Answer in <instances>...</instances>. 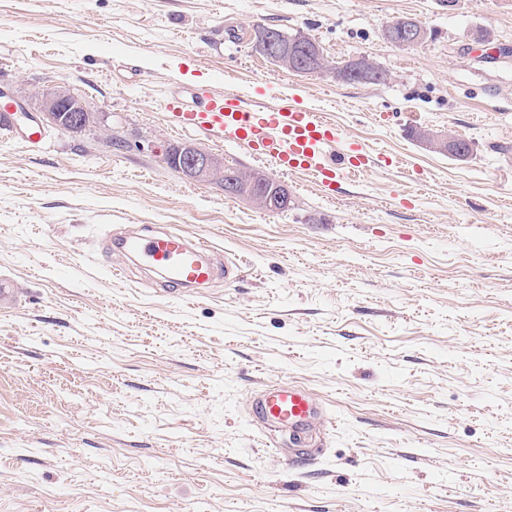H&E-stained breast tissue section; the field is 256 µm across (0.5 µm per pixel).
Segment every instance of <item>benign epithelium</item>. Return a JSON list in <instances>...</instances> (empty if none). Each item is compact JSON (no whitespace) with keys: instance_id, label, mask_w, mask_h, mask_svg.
I'll return each instance as SVG.
<instances>
[{"instance_id":"7a95c632","label":"benign epithelium","mask_w":512,"mask_h":512,"mask_svg":"<svg viewBox=\"0 0 512 512\" xmlns=\"http://www.w3.org/2000/svg\"><path fill=\"white\" fill-rule=\"evenodd\" d=\"M429 36L427 28L417 21L401 26V35L395 44L402 47L417 45ZM253 49L280 67L294 72H307L309 64L320 55V48L308 36L298 33L289 42L284 41L280 32L263 26L256 30ZM86 108L70 88L57 86L42 97L39 108L46 125L67 131H77L85 125L83 112ZM426 145L438 152L448 151L463 158L471 149L470 143L457 138L434 136ZM166 163L181 176L197 181L216 184L224 190L225 196L243 199L257 207H274L288 200L286 189L278 181L252 171H238L224 165L223 157L193 144L173 146L165 151Z\"/></svg>"}]
</instances>
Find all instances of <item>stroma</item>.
<instances>
[{
    "mask_svg": "<svg viewBox=\"0 0 512 512\" xmlns=\"http://www.w3.org/2000/svg\"><path fill=\"white\" fill-rule=\"evenodd\" d=\"M405 16L430 38L384 40ZM258 24L389 77L287 71ZM228 71L393 166L325 191L171 126V91ZM62 84L94 123L39 148L0 130V512H512V0H0V93L33 111ZM184 142L278 180L287 212L181 177ZM143 225L206 238L238 279L162 297L110 242ZM283 382L323 403L298 441L253 408ZM426 145L438 152L448 153V151H450L456 154L458 158H465V155L471 149V145L466 139L457 138L455 140H448V137L444 136L431 137L426 141Z\"/></svg>",
    "mask_w": 512,
    "mask_h": 512,
    "instance_id": "1",
    "label": "stroma"
}]
</instances>
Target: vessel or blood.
<instances>
[{"instance_id":"b4317fda","label":"vessel or blood","mask_w":512,"mask_h":512,"mask_svg":"<svg viewBox=\"0 0 512 512\" xmlns=\"http://www.w3.org/2000/svg\"><path fill=\"white\" fill-rule=\"evenodd\" d=\"M168 116L182 131L216 133L252 154L275 159L282 171L309 176L320 187L367 171L380 161L362 146L344 145L339 129L321 113L294 105L268 106L232 92L210 91L190 99L174 92L168 97ZM0 128L29 147L44 141L42 129L23 121L17 107L7 101L0 102ZM119 247L162 272L168 284L180 290L207 284L215 276L206 258L209 244L182 231L129 235ZM254 409L263 420L296 433L306 432L322 412L314 393L293 383L263 389Z\"/></svg>"}]
</instances>
